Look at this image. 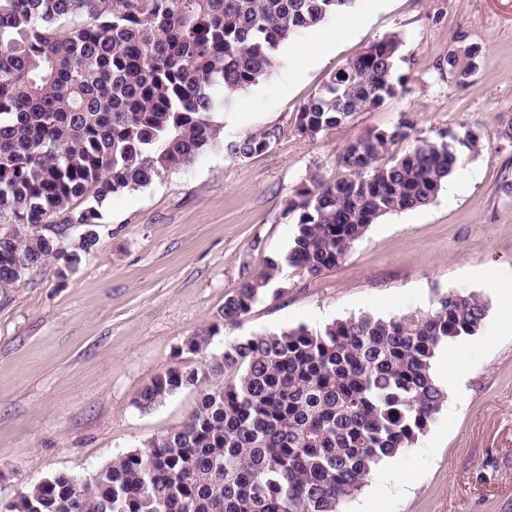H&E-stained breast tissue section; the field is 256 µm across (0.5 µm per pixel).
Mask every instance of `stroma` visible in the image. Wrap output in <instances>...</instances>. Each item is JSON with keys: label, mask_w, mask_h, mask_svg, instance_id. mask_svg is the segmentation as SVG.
Wrapping results in <instances>:
<instances>
[{"label": "stroma", "mask_w": 512, "mask_h": 512, "mask_svg": "<svg viewBox=\"0 0 512 512\" xmlns=\"http://www.w3.org/2000/svg\"><path fill=\"white\" fill-rule=\"evenodd\" d=\"M356 32L325 61L307 63L287 44L260 84L214 113L225 138L279 126L268 151L244 161L223 150L150 185L108 197L100 243L60 279L55 263L22 277L0 297V505L29 483L82 475L142 441L167 433L195 408L187 388L143 412L141 391L171 368L199 369L187 337L219 322L225 297L285 255L296 231L287 200L310 172L335 179L350 139L403 119L412 138L479 128L486 143L453 175L456 196L390 213L338 266L308 279L283 268L272 293L208 353L249 336L299 325L318 331L352 315L392 317L430 307L451 290L481 293V276L512 279V147L497 136L512 114V0H357ZM404 38L406 89L382 107L314 138L293 129L299 108L328 76L371 43ZM478 46L480 66L463 85L436 65L459 46ZM488 312L476 341L448 344V368L463 379L414 447L381 465L386 482L367 480L342 507L360 512L372 498L386 512H512V307L484 294Z\"/></svg>", "instance_id": "35a3bbf8"}]
</instances>
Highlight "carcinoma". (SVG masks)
<instances>
[{
  "mask_svg": "<svg viewBox=\"0 0 512 512\" xmlns=\"http://www.w3.org/2000/svg\"><path fill=\"white\" fill-rule=\"evenodd\" d=\"M356 0H0V294L53 259L74 272L96 248L99 206L150 184L204 151L245 160L283 135L269 126L221 138L212 114L267 78L283 46ZM403 41L393 34L333 72L295 114L314 138L404 90ZM479 49L448 53L439 70L466 83ZM404 119L354 138L342 173L314 172L288 210L297 230L281 259L227 295L220 318L238 322L267 296L282 264L317 277L335 268L389 213L435 200L482 134L409 137ZM84 200L81 208L73 200ZM84 227L68 251L46 234L60 214ZM488 304L449 291L426 310L369 313L258 334L224 346L203 370L172 368L140 393L149 411L177 391L199 397L177 428L117 454L93 474L31 483L3 512H341L383 462L412 447L448 400L433 377L438 350L476 336ZM220 332L190 336L192 354Z\"/></svg>",
  "mask_w": 512,
  "mask_h": 512,
  "instance_id": "obj_1",
  "label": "carcinoma"
}]
</instances>
